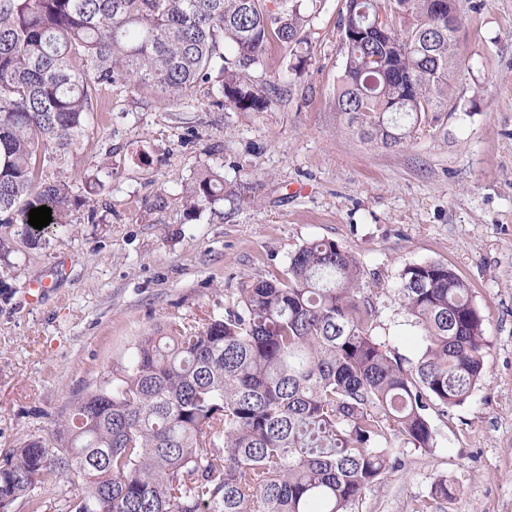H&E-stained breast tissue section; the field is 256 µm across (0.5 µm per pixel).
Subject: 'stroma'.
Returning <instances> with one entry per match:
<instances>
[{
  "label": "stroma",
  "mask_w": 512,
  "mask_h": 512,
  "mask_svg": "<svg viewBox=\"0 0 512 512\" xmlns=\"http://www.w3.org/2000/svg\"><path fill=\"white\" fill-rule=\"evenodd\" d=\"M458 3L454 107L398 148L363 142L336 110L343 0L311 9L304 63L270 46L254 73L265 111L218 106L215 79L181 98L99 86L63 168L85 204L0 257V458L48 436L141 336L224 316L243 285L285 276L325 239L359 259L371 334L405 366L422 348L398 296L405 265L447 264L485 318L472 395L431 405L434 447L399 449L351 512H419L441 478L450 495L430 512H512V0ZM209 169L245 187L243 204L189 211L185 190Z\"/></svg>",
  "instance_id": "35a3bbf8"
}]
</instances>
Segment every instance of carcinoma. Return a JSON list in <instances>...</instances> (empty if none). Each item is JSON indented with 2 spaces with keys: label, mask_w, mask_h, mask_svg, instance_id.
I'll return each instance as SVG.
<instances>
[{
  "label": "carcinoma",
  "mask_w": 512,
  "mask_h": 512,
  "mask_svg": "<svg viewBox=\"0 0 512 512\" xmlns=\"http://www.w3.org/2000/svg\"><path fill=\"white\" fill-rule=\"evenodd\" d=\"M391 1L412 22L372 28ZM301 5L283 0H0V224L37 239L28 213L52 223L83 202L62 167L94 120L95 85L181 96L213 71L220 106L271 104L252 73L275 38L303 40ZM336 109L362 138L398 147L448 107L458 77L456 29L434 0H346ZM210 171L186 188L189 209L239 201ZM364 270L334 241L314 240L288 276L241 289L237 310L200 326L143 336L112 380L72 405L50 438L0 465V505L44 512L49 491L81 470L69 512H350L397 461L393 428L434 447L431 404L452 409L483 366L484 316L469 285L439 262L405 266L399 298L423 352L407 369L370 333Z\"/></svg>",
  "instance_id": "cac0c4a2"
}]
</instances>
